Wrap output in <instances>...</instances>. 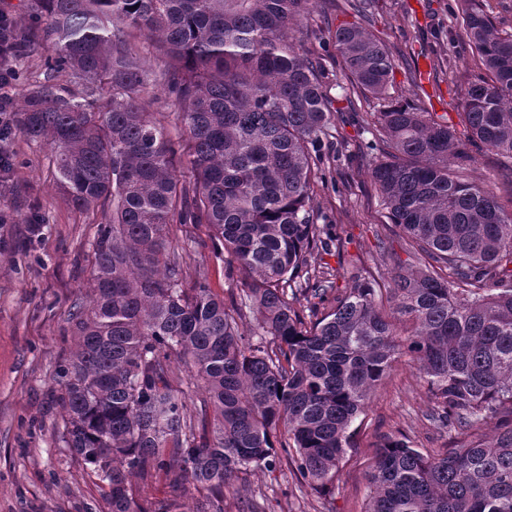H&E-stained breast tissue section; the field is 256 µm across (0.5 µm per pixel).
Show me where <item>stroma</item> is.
<instances>
[{
	"mask_svg": "<svg viewBox=\"0 0 512 512\" xmlns=\"http://www.w3.org/2000/svg\"><path fill=\"white\" fill-rule=\"evenodd\" d=\"M453 0H381L375 29L384 32L396 69L394 100L426 102L438 116L459 123L461 88L452 76L475 73L469 47L452 38ZM333 0H320L303 21L296 44L318 58L332 89L334 125L324 138L325 179L310 199L318 225L344 244L341 256H326L339 288L352 284L356 268L387 282L394 266H415L405 236L380 205L370 169L378 157L369 134L353 120L334 83L342 79L331 33L352 21ZM48 48L12 59L13 77L0 83V100L18 107L29 85L42 81ZM439 62L444 74L415 84V68ZM12 166L0 174V512H108L105 487L91 466L62 441L56 395L57 372L74 347L70 313L88 304L93 271L91 243L102 216L73 209L54 180L52 151L43 140L15 135ZM170 242L188 279L204 276L215 294L238 298L240 275L217 257L206 224H174ZM432 402L409 356L373 392L356 421L335 489L321 495L300 484L285 468L253 469L234 482L228 512H366L368 475L385 437L404 435L420 448H445L456 438L451 427L430 421Z\"/></svg>",
	"mask_w": 512,
	"mask_h": 512,
	"instance_id": "35a3bbf8",
	"label": "stroma"
}]
</instances>
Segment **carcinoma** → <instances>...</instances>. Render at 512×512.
<instances>
[{
	"mask_svg": "<svg viewBox=\"0 0 512 512\" xmlns=\"http://www.w3.org/2000/svg\"><path fill=\"white\" fill-rule=\"evenodd\" d=\"M315 2L33 0L30 35L10 45L53 52L16 131L49 143L74 207L104 216L58 402L63 442L108 487L109 512H226L224 489L255 468L285 466L331 492L354 421L405 352L431 420L462 440L432 453L384 440L367 512H512V210L468 180L485 149L512 160V32L487 0H455L479 69L461 82L463 129L418 103L370 113L371 178L423 258L393 271L381 301L369 271L341 290L311 263L341 250L308 205L335 118L320 62L295 44ZM344 2L368 20L377 0ZM138 34L160 45L155 72ZM332 42L343 94L387 100L384 38L354 22ZM66 72L76 86L59 81ZM152 74L181 107V177L175 143L144 107ZM171 224L210 225L216 253L244 275L256 331L205 282L185 287ZM184 372L201 388L193 411L175 386ZM153 476L176 492L155 507L136 483Z\"/></svg>",
	"mask_w": 512,
	"mask_h": 512,
	"instance_id": "obj_1",
	"label": "carcinoma"
}]
</instances>
